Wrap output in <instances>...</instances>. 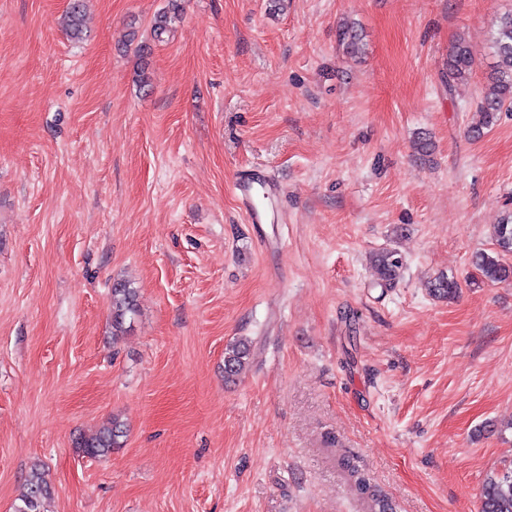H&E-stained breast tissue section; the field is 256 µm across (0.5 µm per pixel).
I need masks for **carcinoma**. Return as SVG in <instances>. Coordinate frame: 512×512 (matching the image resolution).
<instances>
[{"mask_svg": "<svg viewBox=\"0 0 512 512\" xmlns=\"http://www.w3.org/2000/svg\"><path fill=\"white\" fill-rule=\"evenodd\" d=\"M84 0H73L66 14V27L72 37L78 38L82 33V17ZM176 15L163 13L154 20L153 33L158 41L171 32L170 25ZM345 54L355 58L364 53L362 33L351 25H346L340 34ZM492 48L497 57V64L491 75V82L485 89L477 104L476 112L480 120L471 126V133L480 137L484 130L493 125L497 116L505 108L512 105V12L503 15L494 31ZM473 66V52L470 46L458 41L448 50V60L444 79L448 91L455 90L456 85L467 79ZM494 237L499 251L487 253L479 251L473 256V263L485 280L491 283L505 282L512 278V265L503 262L501 253H512V220L495 226ZM377 285L381 288L390 286L396 280L403 268V260L399 254L390 249H384L377 254ZM458 289V283L446 276H439L430 282V294L437 298H450ZM138 308V293L130 284L116 281L112 284L110 309L112 311L113 337H118L125 330L127 317L135 314ZM251 358L250 345L245 340H236L226 345L224 349V377L234 380L246 369ZM123 424L113 419L107 424L80 437L76 448L83 456L99 459L121 447ZM355 484L359 497L370 504L374 512H384L387 501L378 490L373 488L370 479L358 469L343 463ZM52 492V486L46 479L45 473L34 467L27 477V490L19 498L14 512H43L42 507ZM482 512H512V465L503 467L494 476L487 479L481 489Z\"/></svg>", "mask_w": 512, "mask_h": 512, "instance_id": "1", "label": "carcinoma"}]
</instances>
